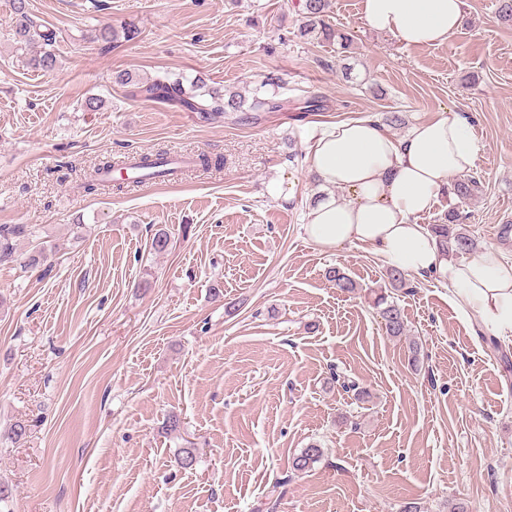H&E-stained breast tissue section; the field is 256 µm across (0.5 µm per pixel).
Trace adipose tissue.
<instances>
[{"label":"adipose tissue","mask_w":512,"mask_h":512,"mask_svg":"<svg viewBox=\"0 0 512 512\" xmlns=\"http://www.w3.org/2000/svg\"><path fill=\"white\" fill-rule=\"evenodd\" d=\"M462 17L463 0H363L361 20L402 46L426 47L447 41ZM476 155L469 124L458 116L417 123L401 139L374 119L338 124L310 152L324 193L307 208L306 234L327 250L363 243L389 267L439 275L462 318L510 338L512 260L490 253L448 260L417 222Z\"/></svg>","instance_id":"adipose-tissue-1"}]
</instances>
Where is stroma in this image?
<instances>
[{
    "label": "stroma",
    "instance_id": "stroma-1",
    "mask_svg": "<svg viewBox=\"0 0 512 512\" xmlns=\"http://www.w3.org/2000/svg\"><path fill=\"white\" fill-rule=\"evenodd\" d=\"M301 0H28L53 28L57 68L29 67L0 0V225L28 229L0 263V512H267L294 455H324L282 487L277 512H512V346L461 318L448 284L411 276L401 297L418 364L372 305L386 265L368 245L326 251L304 231L320 191L314 139L402 112L467 119L479 147L459 207L477 252L512 257V22L464 0L448 41L404 47L330 0L351 43L304 38ZM129 70L203 92L277 94L280 112L205 124L113 83ZM311 94L317 112H301ZM101 99L85 110L86 99ZM223 156L176 183L83 184L105 156ZM282 180L294 196L272 197ZM171 234L154 253L157 230ZM45 250L46 264L24 268ZM357 284L333 287L329 268ZM238 309L227 314L225 302ZM357 381V400L332 374ZM184 423L168 435L169 414ZM22 421L25 440L7 437ZM198 450L193 468L176 463Z\"/></svg>",
    "mask_w": 512,
    "mask_h": 512
}]
</instances>
